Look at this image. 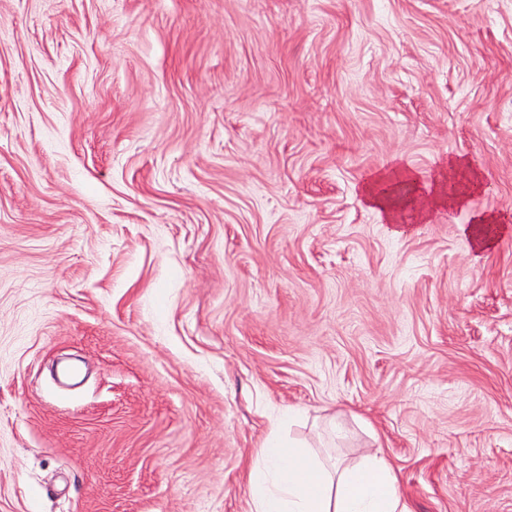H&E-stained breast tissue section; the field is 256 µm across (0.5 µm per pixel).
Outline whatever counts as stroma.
I'll list each match as a JSON object with an SVG mask.
<instances>
[{
  "instance_id": "obj_1",
  "label": "stroma",
  "mask_w": 512,
  "mask_h": 512,
  "mask_svg": "<svg viewBox=\"0 0 512 512\" xmlns=\"http://www.w3.org/2000/svg\"><path fill=\"white\" fill-rule=\"evenodd\" d=\"M273 434L512 512V0H0V512H251ZM394 177L391 173H381L362 187L366 202L388 220H393L396 214L390 190ZM426 188V193L417 195V210L422 218H425L436 206L448 204V208H452L461 205L464 201L455 196L447 197V195L437 188L436 181L434 184H426ZM473 223L463 225L461 231L470 244V248L476 253H484L491 250L499 237L507 231L504 224L493 215L476 214Z\"/></svg>"
}]
</instances>
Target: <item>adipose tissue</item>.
Wrapping results in <instances>:
<instances>
[{"mask_svg": "<svg viewBox=\"0 0 512 512\" xmlns=\"http://www.w3.org/2000/svg\"><path fill=\"white\" fill-rule=\"evenodd\" d=\"M258 457L250 472L252 512H408L380 453L329 465L270 439Z\"/></svg>", "mask_w": 512, "mask_h": 512, "instance_id": "ef3b65f1", "label": "adipose tissue"}]
</instances>
